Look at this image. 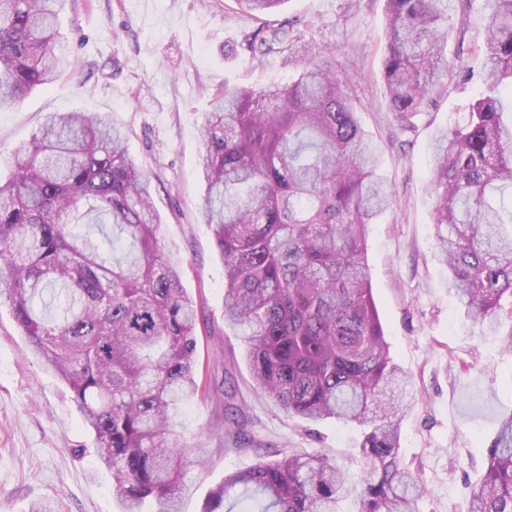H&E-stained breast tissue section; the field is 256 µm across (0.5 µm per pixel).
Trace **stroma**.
Returning a JSON list of instances; mask_svg holds the SVG:
<instances>
[{"label":"stroma","instance_id":"35a3bbf8","mask_svg":"<svg viewBox=\"0 0 512 512\" xmlns=\"http://www.w3.org/2000/svg\"><path fill=\"white\" fill-rule=\"evenodd\" d=\"M452 18L451 69L479 67L487 24L482 0H452ZM288 20L356 65L358 119L396 195L368 228L366 257L390 354L414 386L399 453L427 487L420 512H468L465 480L477 478L501 415L512 411V357L496 340L473 335L448 292L434 241L430 154L435 134L461 119L477 88L449 85L413 128L399 130L381 77L385 0H286L272 21ZM252 28L234 0H69L60 32L75 68L18 106L0 109L1 169H9L16 148L48 113L80 111L123 126L131 156L152 176L161 244L181 264L183 286L213 330L199 340V362L208 378L234 387L252 437L243 451H224L209 434L213 405L184 406L180 430L205 440L209 453L186 471L183 512H203L227 473L276 448L327 450L352 474L363 465L359 429L335 421L310 426L284 415L256 389L243 343L224 326V266L202 216L199 129L211 96L224 87L283 85L293 76L280 56L252 61L237 53ZM94 447L70 388L29 354L8 306H1L0 512H31L41 502L55 512H118L112 476L99 467Z\"/></svg>","mask_w":512,"mask_h":512}]
</instances>
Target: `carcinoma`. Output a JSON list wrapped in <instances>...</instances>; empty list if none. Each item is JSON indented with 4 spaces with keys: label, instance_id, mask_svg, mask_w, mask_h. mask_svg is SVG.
<instances>
[{
    "label": "carcinoma",
    "instance_id": "carcinoma-1",
    "mask_svg": "<svg viewBox=\"0 0 512 512\" xmlns=\"http://www.w3.org/2000/svg\"><path fill=\"white\" fill-rule=\"evenodd\" d=\"M479 93L435 139L434 237L450 290L479 336L512 310V0H483ZM66 0H0V108L74 68L59 32ZM251 17L284 0H235ZM381 73L403 129L448 92V0H386ZM252 59L282 55L286 85L226 87L200 129L204 223L224 265V325L246 343L252 379L285 415L364 430L363 474L324 450L283 448L235 471L203 512H419L420 479L403 464L410 381L390 356L367 264L368 225L393 196L358 118L352 75L303 32L244 34ZM0 176V302L28 349L70 387L112 474L121 512H180L184 471L207 456L177 428L182 407L215 401L210 433L251 443L235 392L198 374L200 323L180 268L158 238L151 179L121 130L54 112ZM468 512H512V413L501 417Z\"/></svg>",
    "mask_w": 512,
    "mask_h": 512
}]
</instances>
